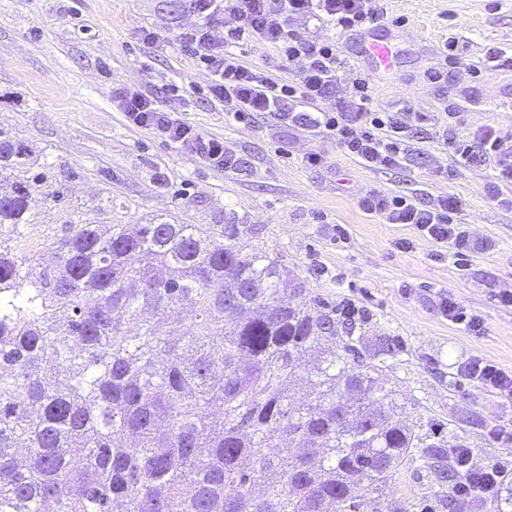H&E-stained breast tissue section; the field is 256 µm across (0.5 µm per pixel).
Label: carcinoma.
Masks as SVG:
<instances>
[{
	"instance_id": "obj_1",
	"label": "carcinoma",
	"mask_w": 512,
	"mask_h": 512,
	"mask_svg": "<svg viewBox=\"0 0 512 512\" xmlns=\"http://www.w3.org/2000/svg\"><path fill=\"white\" fill-rule=\"evenodd\" d=\"M25 150L0 131V168ZM0 189V512H362L412 458L457 484L452 428L397 419L364 316L197 224H77L38 274ZM304 391L296 402L291 386Z\"/></svg>"
}]
</instances>
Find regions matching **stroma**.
I'll list each match as a JSON object with an SVG mask.
<instances>
[{
  "mask_svg": "<svg viewBox=\"0 0 512 512\" xmlns=\"http://www.w3.org/2000/svg\"><path fill=\"white\" fill-rule=\"evenodd\" d=\"M376 35L393 38L392 71L357 56L359 42L329 23L292 22L302 38L344 48L345 84L367 79L374 105H411L428 120L426 150L398 169L360 166L334 139L259 116L244 126L225 119L208 99V76L179 47H155L143 29L177 35L198 23L187 0H0V130L31 152L28 223L13 245L45 268L52 243L70 224H146L162 218L210 231L244 227V243L265 248L299 278L303 301L325 299L364 313L372 349L390 337L401 351L384 368L409 424L450 426L481 463L512 470V446L494 426L512 424V400L486 392L457 372L461 359L483 356L512 371V308L498 295L512 289V189L490 191L489 164L459 165L455 147H478L480 132L512 134V112L496 109L512 84V0H380ZM403 26H394L395 18ZM452 51H445V43ZM439 80H429V73ZM178 92H171L170 84ZM119 86L146 89L178 109L200 132L223 138L242 160L240 172L209 166L148 130L127 126L112 105ZM447 142H434L436 132ZM326 158L305 167L304 155ZM401 191L422 200L452 194L459 219L477 242L466 270L409 224H384L366 214L356 189ZM448 296L481 317L473 333L441 316ZM437 477L407 463L387 495L368 507L399 501L405 512H435Z\"/></svg>",
  "mask_w": 512,
  "mask_h": 512,
  "instance_id": "35a3bbf8",
  "label": "stroma"
}]
</instances>
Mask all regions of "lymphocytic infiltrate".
Returning <instances> with one entry per match:
<instances>
[{
	"instance_id": "1",
	"label": "lymphocytic infiltrate",
	"mask_w": 512,
	"mask_h": 512,
	"mask_svg": "<svg viewBox=\"0 0 512 512\" xmlns=\"http://www.w3.org/2000/svg\"><path fill=\"white\" fill-rule=\"evenodd\" d=\"M198 16L194 28L178 40L197 65L208 71L209 99L223 106L226 117L248 124L261 114L274 116L283 125L302 132L336 139L340 148L368 169L386 172L398 168L415 151L414 139L425 113L404 107L394 112L376 109L372 89L358 79L345 96H338L342 50L334 42H313L294 33V19L331 23L342 32H368L376 27L377 0H189ZM274 51L275 64L266 70L248 63V48ZM296 78H289V70ZM333 109H323L324 101ZM112 104L127 125L150 131L179 145L190 155L236 171L237 154L223 139L197 132L178 113L166 109L142 89L116 88ZM484 161L493 164L497 180L512 185V139L488 129L480 136ZM358 202L370 215L386 224H410L423 238L448 247L458 266H465L475 244L456 220L461 208L453 195L424 203L401 193L359 192ZM459 374L483 389L512 398V372L478 356L468 357ZM452 456L463 478L453 496L467 501L474 494L498 496L506 481L504 469L480 463L470 448L454 449Z\"/></svg>"
}]
</instances>
